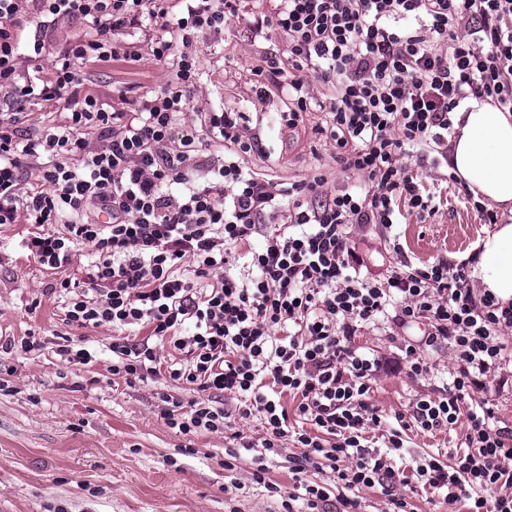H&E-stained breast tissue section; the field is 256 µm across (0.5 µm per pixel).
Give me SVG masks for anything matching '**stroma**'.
<instances>
[{
	"label": "stroma",
	"instance_id": "35a3bbf8",
	"mask_svg": "<svg viewBox=\"0 0 512 512\" xmlns=\"http://www.w3.org/2000/svg\"><path fill=\"white\" fill-rule=\"evenodd\" d=\"M278 0H244L238 18L221 33L200 29L185 45L198 56L203 74L184 114L201 134L199 156L212 165L224 160V148L205 122L210 112H244L249 129L262 139V152L248 157L256 176L288 184L317 173H328L332 186L348 187L359 178L341 171L336 143L318 134L330 116L322 111L332 95L330 84L313 82L316 108L297 128L279 122L288 109V93L269 85L257 94L251 68L261 57L275 55L288 67V44L282 34L250 33L255 15L270 13ZM84 20H62L49 31V45L28 63L30 74L48 72L57 49L77 37H92ZM144 55L137 65L117 61L84 65L78 70L81 93L96 97L111 111H135L146 97L167 86L170 65L149 55L144 35H136ZM419 178L439 198L438 210L420 217L404 215L391 232L367 224L355 227L352 245L363 261L361 272L380 276L390 269L394 246H401L419 267L438 258L456 262L468 257L484 237L483 216L462 200L454 181H443L429 166ZM31 224L0 226V336L41 337V348L24 353H0V512H284L250 479L247 463L224 468L225 452L236 449L223 434L198 432L184 436L163 418V395L190 401L197 396L188 385L160 376L130 385L109 372L107 328L66 326L57 303L43 296L52 274L20 246L34 233ZM65 335L94 351L86 366L60 361L54 341ZM362 351L382 357L386 366L373 385L372 402L386 417L407 408L417 396L433 394L432 376L409 377L397 356L399 341L389 331L373 330L357 337ZM463 431H407L396 459L408 484L403 492L415 512H448L444 493L421 489L416 467L437 453L458 451ZM192 454H183L184 445Z\"/></svg>",
	"mask_w": 512,
	"mask_h": 512
}]
</instances>
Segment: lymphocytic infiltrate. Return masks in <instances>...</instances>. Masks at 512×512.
Returning a JSON list of instances; mask_svg holds the SVG:
<instances>
[{"label":"lymphocytic infiltrate","mask_w":512,"mask_h":512,"mask_svg":"<svg viewBox=\"0 0 512 512\" xmlns=\"http://www.w3.org/2000/svg\"><path fill=\"white\" fill-rule=\"evenodd\" d=\"M178 3L173 33L152 42L154 59L173 66L167 87L139 111L109 112L81 95L77 69L139 62L128 39L165 17L158 0H0V225H38L20 246L62 272L46 296L67 295V326L111 330V375L132 384L164 374L201 391L188 403L168 398L170 428L225 433L233 417L258 418L252 480L286 512L298 500L308 512H359L355 491L374 487L387 512H410L399 474L369 449L370 431L383 430L397 451L409 429L461 423L464 451L417 466L418 482L444 491L448 512L465 499L468 512H512V429L495 425L487 400L512 370V303L472 288L477 254L421 268L400 251L385 276L369 277L351 246L353 225L389 229L401 212L433 210V194L403 159L414 152L447 166L461 103L512 112V0H280L258 18L285 36L292 59L288 71L272 56L252 68L258 88L286 85L282 122L302 123L312 80L334 88L336 161L359 178L336 191L322 173L282 187L246 170L262 141L242 112L209 114L228 153L203 166L196 125L179 120L199 60L177 46L195 30H222L241 0ZM61 19L92 21L96 35L58 51L49 78L23 72L21 52L41 57L43 30ZM30 24L40 32L21 44ZM60 101L66 124L20 143L26 103ZM83 248L90 260L79 266ZM379 325L400 336L410 377L431 372L427 350L453 354L438 393L416 398L388 428L371 401L382 362L355 345ZM219 395L236 406L216 404ZM282 455L295 476L289 492L268 476ZM312 469L331 480L308 479Z\"/></svg>","instance_id":"f902f5d3"}]
</instances>
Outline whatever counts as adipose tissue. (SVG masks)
Here are the masks:
<instances>
[{"label": "adipose tissue", "instance_id": "ef3b65f1", "mask_svg": "<svg viewBox=\"0 0 512 512\" xmlns=\"http://www.w3.org/2000/svg\"><path fill=\"white\" fill-rule=\"evenodd\" d=\"M452 121L448 169L501 219L483 238L472 276L499 301L512 302V113L470 99Z\"/></svg>", "mask_w": 512, "mask_h": 512}]
</instances>
